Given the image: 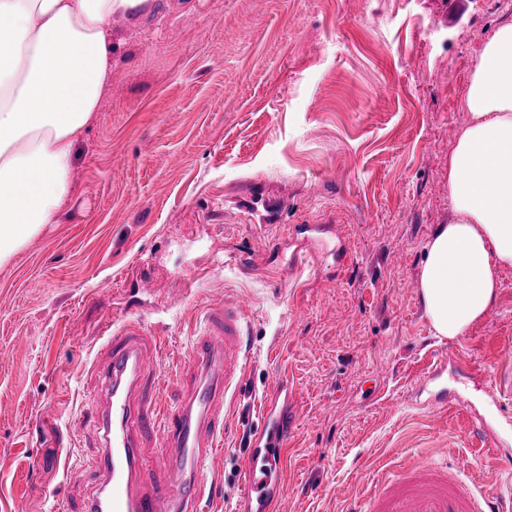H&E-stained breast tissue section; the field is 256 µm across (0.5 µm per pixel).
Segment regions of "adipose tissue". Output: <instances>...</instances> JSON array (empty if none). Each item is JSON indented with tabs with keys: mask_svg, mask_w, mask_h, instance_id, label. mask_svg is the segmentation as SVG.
<instances>
[{
	"mask_svg": "<svg viewBox=\"0 0 512 512\" xmlns=\"http://www.w3.org/2000/svg\"><path fill=\"white\" fill-rule=\"evenodd\" d=\"M152 0H0V267L58 223L72 149L112 82L114 13ZM470 116L448 162L453 219L423 246L418 289L436 335L454 339L485 317L497 271L512 266V20L474 58Z\"/></svg>",
	"mask_w": 512,
	"mask_h": 512,
	"instance_id": "ef3b65f1",
	"label": "adipose tissue"
}]
</instances>
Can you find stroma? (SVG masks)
<instances>
[{
    "mask_svg": "<svg viewBox=\"0 0 512 512\" xmlns=\"http://www.w3.org/2000/svg\"><path fill=\"white\" fill-rule=\"evenodd\" d=\"M512 0H154L112 16V84L73 152V186L0 268V512H81L105 406L103 332L138 320L162 402L185 401L188 342L210 304L249 321L243 387L215 512L278 375L297 426L281 512H343L383 469L451 460L480 487L512 481V269L488 315L435 336L422 247L453 218L448 160L469 122L473 57ZM446 366L427 380L433 358ZM462 393L443 409L431 395ZM497 442L474 453L469 435Z\"/></svg>",
    "mask_w": 512,
    "mask_h": 512,
    "instance_id": "stroma-1",
    "label": "stroma"
}]
</instances>
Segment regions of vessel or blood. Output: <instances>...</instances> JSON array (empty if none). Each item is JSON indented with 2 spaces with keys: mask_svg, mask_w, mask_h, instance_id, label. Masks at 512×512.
I'll return each mask as SVG.
<instances>
[{
  "mask_svg": "<svg viewBox=\"0 0 512 512\" xmlns=\"http://www.w3.org/2000/svg\"><path fill=\"white\" fill-rule=\"evenodd\" d=\"M245 314L241 304L209 308L206 327L189 358L200 380L177 409L159 408L146 397L138 342L146 333L130 321L106 338L110 364L100 375L109 397L99 429L103 437L97 467L104 480L87 498L83 512H213L214 492L202 481L219 469V442L229 431L224 406L244 377L249 352L243 347ZM295 416L288 408V378L269 389L259 428L243 466L245 503L256 512H278V486L286 441ZM160 442L154 467H146L143 439ZM346 512H512V492H485L450 467L409 464L383 475L371 493L349 503Z\"/></svg>",
  "mask_w": 512,
  "mask_h": 512,
  "instance_id": "vessel-or-blood-1",
  "label": "vessel or blood"
}]
</instances>
